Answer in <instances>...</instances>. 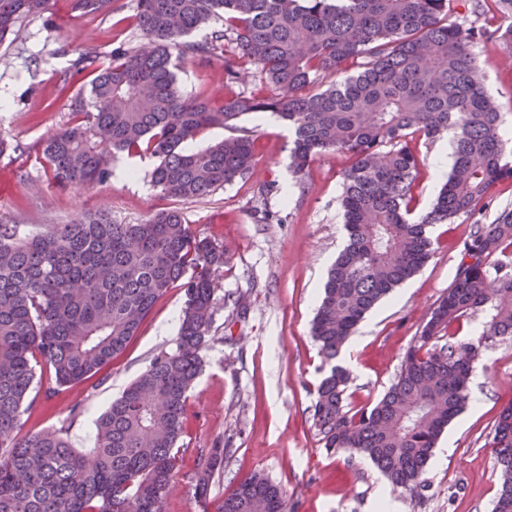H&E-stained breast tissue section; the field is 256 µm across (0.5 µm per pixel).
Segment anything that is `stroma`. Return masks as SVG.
<instances>
[{
    "label": "stroma",
    "instance_id": "35a3bbf8",
    "mask_svg": "<svg viewBox=\"0 0 512 512\" xmlns=\"http://www.w3.org/2000/svg\"><path fill=\"white\" fill-rule=\"evenodd\" d=\"M136 0H112L98 12L78 14L72 0H52L48 12L18 20L0 44V134L11 150L0 153V224L41 230L108 209L116 224H139L155 212L182 213L198 236L223 245L227 261L217 280V304L203 370L188 394L182 442L171 475L165 512H214L226 490L258 473L287 493V512H378L380 493L392 512H493L500 475L488 442L501 409L512 404V344L484 349L468 384L463 411L441 435L425 470L428 488L414 498L393 491L366 458L327 451L311 406L329 367L311 336L327 273L347 243L340 204L345 155L317 156L302 177L289 165L290 135L269 112L243 116L235 129L211 128L187 147L196 151L231 134L253 133L255 163L246 178L204 199L163 196L151 182L154 157L117 155L112 176L81 189L52 180L41 142L64 128L75 95L88 94L91 71L73 66L91 51L98 64L114 48H139L145 39L129 26ZM484 85L505 128H512V53L495 41L476 45ZM221 62L178 64L181 92L220 94ZM419 166L416 209L425 211L452 164L446 138L412 143ZM512 207V179L499 181L472 217L429 229L434 253L413 277L381 300L359 323L339 364L351 374L345 405L376 402L393 382L413 336L447 294L470 223H491ZM183 289H170L143 321L125 351L92 379L51 396L37 392L25 430L65 428L73 447H92L95 424L159 352L171 349L184 305ZM79 416H71L73 403ZM224 451L206 500L193 475L202 455Z\"/></svg>",
    "mask_w": 512,
    "mask_h": 512
}]
</instances>
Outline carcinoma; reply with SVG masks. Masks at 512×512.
<instances>
[{"mask_svg": "<svg viewBox=\"0 0 512 512\" xmlns=\"http://www.w3.org/2000/svg\"><path fill=\"white\" fill-rule=\"evenodd\" d=\"M450 0H136L133 25L148 47L112 50L91 70L89 98L73 100V122L48 135L42 158L53 181L80 188L112 175L116 153L150 155L151 183L166 197L203 198L245 178L255 158L248 134L204 150L182 145L250 113L272 112L293 130L294 175L325 152L350 155L341 207L348 243L331 267L311 334L330 373L317 388L314 426L326 450L369 458L410 496L437 440L465 407L482 349L512 342V208L470 225L451 288L406 349L376 401L344 405L349 372L334 364L354 328L433 253L428 228L472 215L493 186L512 178V142L484 89L473 47L498 38L512 48V0H496L490 30L449 23ZM51 0H0V42L22 16ZM214 18L224 26L191 35ZM222 60L219 103L184 97L176 61ZM253 71L275 93H235ZM335 77L310 89L318 75ZM453 137L444 186L412 217L419 160L410 142ZM224 248L196 236L175 209L140 224H114L105 210L23 234L0 224V512H164L182 450L187 398L202 366ZM185 293L175 347L158 354L97 421L92 448L62 429L22 431L36 388L51 395L88 380L120 355L170 289ZM478 323L474 341L459 336ZM501 489L494 512H512V405L490 441ZM224 459L200 460L195 488L206 498ZM217 512H286L283 491L252 474L224 494Z\"/></svg>", "mask_w": 512, "mask_h": 512, "instance_id": "1", "label": "carcinoma"}]
</instances>
